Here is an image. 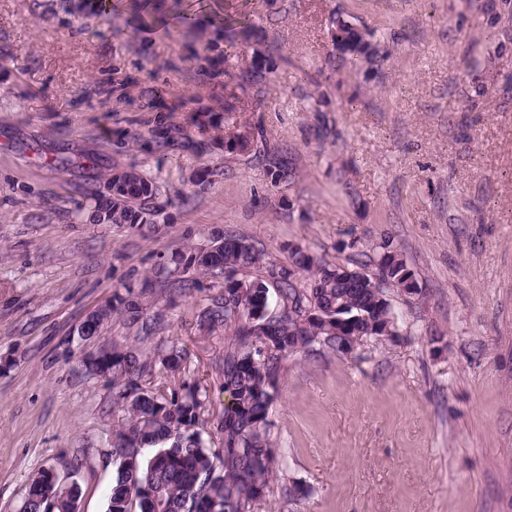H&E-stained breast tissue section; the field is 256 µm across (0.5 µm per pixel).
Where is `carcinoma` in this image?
<instances>
[{"label": "carcinoma", "instance_id": "carcinoma-1", "mask_svg": "<svg viewBox=\"0 0 512 512\" xmlns=\"http://www.w3.org/2000/svg\"><path fill=\"white\" fill-rule=\"evenodd\" d=\"M332 24L350 38L347 45H334L343 63L355 68L377 61L373 31L341 15ZM268 75L261 58L238 74L225 67L224 119L241 111L239 93L265 85ZM264 157L272 180L292 176L278 151L268 150ZM107 188V194L89 189L90 221L158 223L159 210L151 206L157 186L151 179L131 168L112 174ZM216 238L219 248L179 253L159 265L155 278L168 294L180 297L204 288L202 275L224 278V289L207 298L198 316L202 334L228 333L220 367L231 401L213 415L218 439L207 429L208 390L187 366L183 347L173 343L142 351L114 341L111 353L83 362L89 374L110 376L112 404L124 413L113 433L115 475L106 512H253L278 471L269 413L279 396L284 356L314 345L334 351L343 336L361 343L399 335L389 298L357 280L336 278V266L302 248L290 251V267L272 268L266 276L246 280L243 288L233 287L239 272L260 267L263 254L242 236ZM375 263L393 278L407 266L387 241ZM150 288L148 282L138 294L128 288L114 291L96 319L82 322V339L98 338L114 314L149 333L144 294ZM309 307L319 309V321L303 317ZM81 497L77 480L53 476L45 468L31 479L25 505L28 512H74Z\"/></svg>", "mask_w": 512, "mask_h": 512}]
</instances>
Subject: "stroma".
<instances>
[{"instance_id": "1", "label": "stroma", "mask_w": 512, "mask_h": 512, "mask_svg": "<svg viewBox=\"0 0 512 512\" xmlns=\"http://www.w3.org/2000/svg\"><path fill=\"white\" fill-rule=\"evenodd\" d=\"M114 2L101 18L0 0V512L46 467L76 477L81 512H105L123 414L74 331L223 232L267 269L293 245L351 267L388 238L422 290L392 293L398 336L284 358L278 478L254 512H512V0H155L200 22L146 32L144 0ZM220 12L250 14L256 37L213 29ZM339 14L374 30L383 62L337 69ZM259 48L269 79L225 116L203 71L246 69ZM241 130L293 179L225 153ZM130 167L158 187L157 228L90 223L89 188ZM203 304L155 292L140 347H184L218 412L224 336L200 334Z\"/></svg>"}]
</instances>
